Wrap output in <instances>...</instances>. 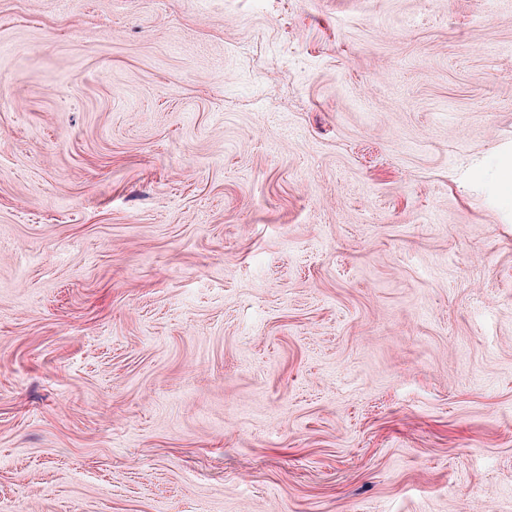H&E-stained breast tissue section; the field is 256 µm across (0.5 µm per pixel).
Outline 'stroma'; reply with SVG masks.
<instances>
[{"label": "stroma", "instance_id": "1", "mask_svg": "<svg viewBox=\"0 0 512 512\" xmlns=\"http://www.w3.org/2000/svg\"><path fill=\"white\" fill-rule=\"evenodd\" d=\"M512 0H0V512H512Z\"/></svg>", "mask_w": 512, "mask_h": 512}]
</instances>
